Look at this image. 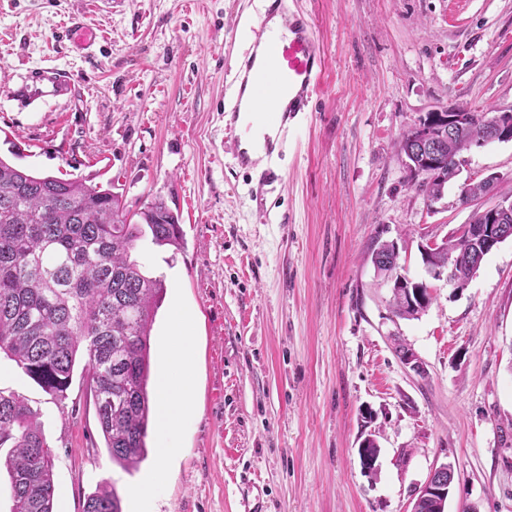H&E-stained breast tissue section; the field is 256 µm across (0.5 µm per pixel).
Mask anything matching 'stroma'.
I'll return each instance as SVG.
<instances>
[{
  "mask_svg": "<svg viewBox=\"0 0 512 512\" xmlns=\"http://www.w3.org/2000/svg\"><path fill=\"white\" fill-rule=\"evenodd\" d=\"M311 17L321 86L273 160L238 169L224 132L225 71L249 45L240 18L263 0H0V81L54 66L70 95H0V156L41 175L86 178L129 213L163 199L181 250L150 237L132 253L163 278L148 391L167 367L171 312L191 319L192 417L157 512H410L431 469L451 463L447 512H512V240L460 294L429 279L418 246L469 223L462 186L495 175L512 198V142L471 147L439 200L408 182L399 134L461 103L512 109V0H286ZM93 33L77 45L74 22ZM396 241L401 271L434 299L395 318L370 260ZM426 365L404 369L391 337ZM0 390L38 408L54 452L55 504L83 512L102 481L121 512L155 470L158 422L136 471L113 463L92 394L54 399L0 353ZM380 446L374 477L358 444Z\"/></svg>",
  "mask_w": 512,
  "mask_h": 512,
  "instance_id": "stroma-1",
  "label": "stroma"
}]
</instances>
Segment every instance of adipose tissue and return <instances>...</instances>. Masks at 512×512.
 Segmentation results:
<instances>
[{
    "label": "adipose tissue",
    "instance_id": "adipose-tissue-1",
    "mask_svg": "<svg viewBox=\"0 0 512 512\" xmlns=\"http://www.w3.org/2000/svg\"><path fill=\"white\" fill-rule=\"evenodd\" d=\"M193 344L189 319L181 309H174L169 344L170 367L162 375L156 399L162 443L157 450L158 467L143 487L135 492L141 508H148L154 491L168 479V464L180 454L178 433L192 415Z\"/></svg>",
    "mask_w": 512,
    "mask_h": 512
}]
</instances>
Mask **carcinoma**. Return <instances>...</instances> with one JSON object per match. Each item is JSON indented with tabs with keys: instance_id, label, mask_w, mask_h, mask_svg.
Instances as JSON below:
<instances>
[{
	"instance_id": "1",
	"label": "carcinoma",
	"mask_w": 512,
	"mask_h": 512,
	"mask_svg": "<svg viewBox=\"0 0 512 512\" xmlns=\"http://www.w3.org/2000/svg\"><path fill=\"white\" fill-rule=\"evenodd\" d=\"M471 148L464 135L443 133L442 172L407 169L428 197L441 195L455 176L454 159ZM121 196L84 178L39 176L0 157V353L55 399L70 387L77 358L95 400L105 447L130 472L146 457L150 405V331L165 289L131 258L149 229L158 246L180 249L179 216L161 200L128 220ZM490 250L479 239L450 234L431 264L454 261L469 277ZM401 319L425 306H407L397 291L389 301ZM39 412L26 399L0 390V449L10 480V512H53L54 454ZM84 512H120L116 489L104 483Z\"/></svg>"
}]
</instances>
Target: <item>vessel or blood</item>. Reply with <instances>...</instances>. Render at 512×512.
<instances>
[{"instance_id": "obj_1", "label": "vessel or blood", "mask_w": 512, "mask_h": 512, "mask_svg": "<svg viewBox=\"0 0 512 512\" xmlns=\"http://www.w3.org/2000/svg\"><path fill=\"white\" fill-rule=\"evenodd\" d=\"M276 18L283 34L271 27ZM249 27L255 38L234 72L235 93L224 111L225 133L249 141L248 147L235 153L238 167L244 170L256 169L271 157L299 113L308 111L325 65L309 15L283 11L282 0H269L265 12ZM30 77V83L15 89L16 97H59L73 86L68 75L53 67L36 68Z\"/></svg>"}]
</instances>
